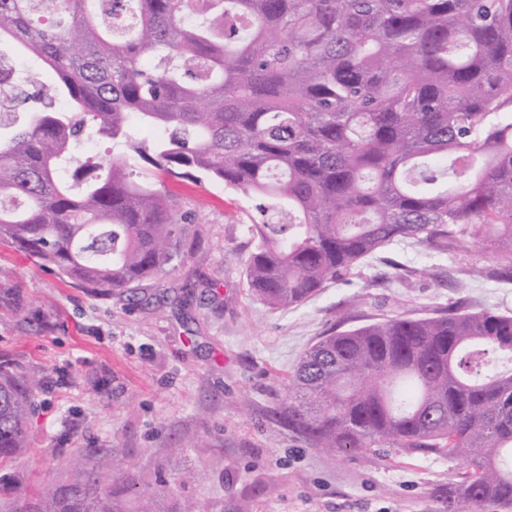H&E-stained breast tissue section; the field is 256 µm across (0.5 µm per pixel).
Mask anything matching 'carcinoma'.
I'll use <instances>...</instances> for the list:
<instances>
[{"instance_id": "carcinoma-1", "label": "carcinoma", "mask_w": 512, "mask_h": 512, "mask_svg": "<svg viewBox=\"0 0 512 512\" xmlns=\"http://www.w3.org/2000/svg\"><path fill=\"white\" fill-rule=\"evenodd\" d=\"M0 241L97 294L178 253L168 183H222L281 219L250 226L252 295L295 307L395 242L499 249L512 281V0H0ZM157 131L152 140L138 131ZM109 139L106 163L81 151ZM143 172L133 178L131 162ZM512 316L449 311L327 336L281 419L318 448L444 453L446 512H512ZM33 379L0 375V461L24 447ZM41 512H168L101 477Z\"/></svg>"}]
</instances>
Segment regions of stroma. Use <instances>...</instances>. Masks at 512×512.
I'll return each instance as SVG.
<instances>
[{"mask_svg":"<svg viewBox=\"0 0 512 512\" xmlns=\"http://www.w3.org/2000/svg\"><path fill=\"white\" fill-rule=\"evenodd\" d=\"M170 189L194 222L131 295L93 293L0 241V365L40 382L25 446L0 469V512L37 503L38 484L84 489L115 466L164 490L170 512H445L464 454H332L278 414L322 337L399 315H512V282L485 275L490 247L403 241L275 308L246 284L254 203L208 181Z\"/></svg>","mask_w":512,"mask_h":512,"instance_id":"1","label":"stroma"}]
</instances>
